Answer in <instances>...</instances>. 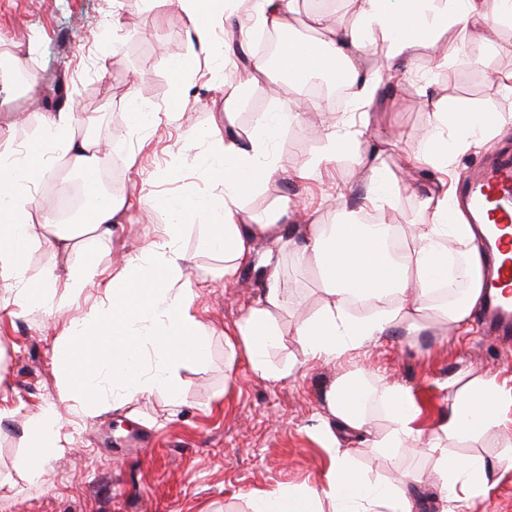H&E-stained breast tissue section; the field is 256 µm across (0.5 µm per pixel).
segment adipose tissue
<instances>
[{
    "instance_id": "1",
    "label": "adipose tissue",
    "mask_w": 512,
    "mask_h": 512,
    "mask_svg": "<svg viewBox=\"0 0 512 512\" xmlns=\"http://www.w3.org/2000/svg\"><path fill=\"white\" fill-rule=\"evenodd\" d=\"M355 24L325 27L322 17L313 24L324 28L320 45V70L327 73L342 68L345 79L358 86L352 113L327 112L326 133L316 165L288 168L272 151L277 131L299 123L303 118L298 99L284 101L279 111L269 113L261 131L248 140L232 133L224 135V149L216 175L224 184L219 198H203L188 208L173 211L175 219H197L207 225L209 246L224 255V279L232 281L242 268L259 270L262 293L235 326L224 333L225 343L241 348L251 372L259 379L281 381L296 377L309 363H333L351 353L375 346L390 329H404L414 336L439 324L455 332L464 327L482 291V241L468 218L454 205L447 190L430 192L421 200L428 214L424 224L397 226L402 241L399 251H390L379 239L376 228L381 212L393 205L399 178L389 171L383 151L363 149V128L371 121V109L382 81L381 74L364 72L362 54L370 38L381 34L386 44L388 69L407 62L421 46L437 48L442 35L459 31L483 41L496 37L502 20L512 19V0H358ZM190 19L193 36L185 45L184 59L192 60L199 49L210 43L214 17L205 0H175ZM432 126L419 131L420 148L407 155L403 170L435 167L447 172L453 159L485 145L512 124L504 113L487 115L431 104ZM74 109L50 113L45 119L48 140L66 144L68 162L84 177L98 171L101 145L88 139H74ZM355 153L369 181L362 204L342 212L334 224H323L312 212L300 210L283 198L264 213L244 210L240 204L242 178L251 186L273 181L309 180L317 167H327L338 157ZM53 161L47 153L0 151V266L20 274L23 253L37 238V227L51 228L46 243L52 248L70 247L83 228L96 237L109 240L119 224L133 211L160 215L154 198L110 197L98 203L88 225L56 224L51 212L39 207L28 185L50 174ZM269 242L259 252L258 242ZM297 253L312 269L325 294L323 304L312 316L295 324L294 335L303 352V361L281 365L269 359L271 350L284 344L278 316L288 308L281 286L287 254ZM465 261L467 289L462 296L433 304L435 282L447 279L449 257ZM369 310L355 315L356 305ZM364 371L344 372L325 393L330 414L321 434L330 464L320 487L286 486L273 494H256L252 512H321L328 503L332 512H415L416 501L405 482H379L359 470L352 448L342 447L337 431L367 436L370 447L390 455L399 448L421 445L434 461L437 475L436 498L440 512H455L463 504L483 497L498 472L512 469V449L495 458L469 455L449 459L448 445L467 442L504 425L512 408V389L496 379L470 370H460L446 381L450 394L448 411L430 433L417 427L420 410L415 398L404 387L387 386L380 399L392 415L393 425L386 433L373 432L365 409L362 389ZM60 428L53 410L47 409L32 422V454L38 464L28 465L32 478H42L52 459Z\"/></svg>"
}]
</instances>
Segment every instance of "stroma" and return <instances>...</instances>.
<instances>
[{
	"label": "stroma",
	"instance_id": "obj_1",
	"mask_svg": "<svg viewBox=\"0 0 512 512\" xmlns=\"http://www.w3.org/2000/svg\"><path fill=\"white\" fill-rule=\"evenodd\" d=\"M189 27L183 12L166 0L151 6L146 0H0V55L27 51L39 79L35 94L17 92L14 111L0 112V150L20 142L30 151L41 147L43 118L56 109L54 84L60 80L80 105L74 136L107 143L102 162L117 164L123 194H222L212 172L219 148L209 132L224 123L226 88L233 85L239 92L235 128L245 133L257 131L266 113L278 111L288 92L268 94V77L232 84L227 75L232 59L220 49L200 52L181 81H174L171 64L182 54ZM447 46L474 51L482 62L465 66L457 57L444 62L430 50H418L391 79L392 104L374 108L362 141L384 146L390 167L417 151L413 134L432 120L428 99L442 97L475 112L512 113V96L496 80L498 73L512 71V23L500 26L496 43L483 45L456 32ZM132 85L147 110L160 113V121L131 112ZM174 104L181 116L171 120L167 113ZM304 112L303 121L285 128L275 144L292 167L312 160L322 145L321 112L310 106ZM329 173L306 186L289 181L259 186L240 204L260 213L287 194L314 207L321 223H335L343 206L360 203L365 187L358 158L337 159ZM437 177L434 169L416 170L387 220L425 223L420 201L438 188ZM337 180L353 185V192L337 197ZM206 236V227L195 221L179 244L190 258L185 274L207 349L202 362L179 367L182 395L176 405L156 391L105 399L99 415L86 416L72 398L59 359L71 325L105 299L126 260L167 241L164 223L134 220L112 240L86 235L64 251L39 242L28 252L24 277L0 270V410L6 412L0 419V512H250L256 493L320 484L329 466L319 434L324 393L343 369L317 364L294 380L255 377L244 354L225 345L224 332L256 302V273L247 268L225 282L224 258L204 247ZM52 268L59 279L43 302L20 308L17 295ZM75 272L92 277L94 287L79 293L68 288ZM281 286L291 309L280 318L286 345L270 353L276 363L302 359L293 314L313 312L322 300L316 275L302 271L295 256L285 259ZM353 363L369 365L368 392L392 383L409 388L420 407L417 425L426 431L447 412L442 384L461 368L495 375L512 387V351L483 336L476 318L469 332L451 338L436 328L412 338L391 331ZM47 405L56 407L62 427L48 473L34 482L22 464L31 451L27 430ZM357 459L374 479L391 482L405 475L416 486L418 512H438L431 499L433 461L421 449H401L391 459L361 444Z\"/></svg>",
	"mask_w": 512,
	"mask_h": 512
}]
</instances>
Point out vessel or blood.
<instances>
[{
    "mask_svg": "<svg viewBox=\"0 0 512 512\" xmlns=\"http://www.w3.org/2000/svg\"><path fill=\"white\" fill-rule=\"evenodd\" d=\"M474 223L485 225L498 264L482 310L486 335L512 336V160L478 167L460 191Z\"/></svg>",
    "mask_w": 512,
    "mask_h": 512,
    "instance_id": "vessel-or-blood-1",
    "label": "vessel or blood"
}]
</instances>
